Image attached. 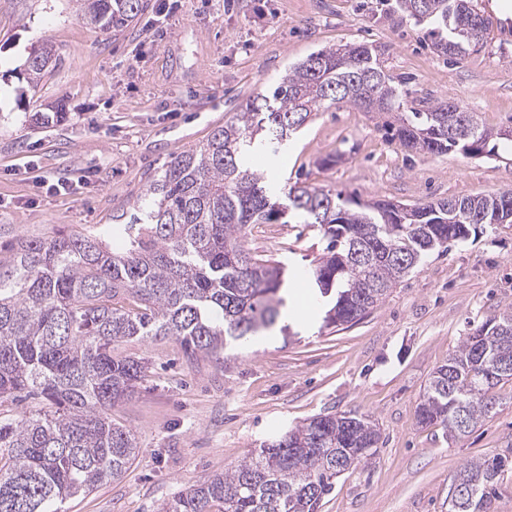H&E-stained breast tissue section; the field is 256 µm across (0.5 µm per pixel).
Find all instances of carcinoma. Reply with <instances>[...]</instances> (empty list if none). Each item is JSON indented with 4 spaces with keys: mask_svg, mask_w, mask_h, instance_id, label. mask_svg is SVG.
Instances as JSON below:
<instances>
[{
    "mask_svg": "<svg viewBox=\"0 0 512 512\" xmlns=\"http://www.w3.org/2000/svg\"><path fill=\"white\" fill-rule=\"evenodd\" d=\"M145 0H83V16L120 31ZM416 21L435 25L436 50L463 56L483 40L486 20L470 0H396ZM54 53L45 46L24 62L35 87ZM400 80L363 43L319 50L294 64L273 88L256 93L206 143L177 154L151 180L145 205L112 225L122 244L66 234L26 242L0 261V407L35 399L45 411L0 415V512H66L65 501L121 479L139 448L110 410L148 377L142 358L114 354L128 339L175 338L185 352L217 355L273 327L283 268L243 244L254 224H315L326 241L307 273L318 298L333 297L327 326L352 325L382 302L432 252L466 240L479 224H512V190L408 207L362 203L294 186L279 200L256 170L273 168L283 141L313 113L338 103L393 112ZM438 100L398 118L395 135L411 150L493 155L490 130L448 127ZM512 381V311L496 312L463 337L424 388L417 418L461 438L491 414L495 388ZM381 435L352 412L318 415L163 503L159 512H318L342 473L373 457ZM512 448L465 465L453 488L463 512H491Z\"/></svg>",
    "mask_w": 512,
    "mask_h": 512,
    "instance_id": "obj_1",
    "label": "carcinoma"
}]
</instances>
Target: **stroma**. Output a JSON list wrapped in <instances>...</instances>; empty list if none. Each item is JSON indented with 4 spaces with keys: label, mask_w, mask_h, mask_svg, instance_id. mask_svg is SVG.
Listing matches in <instances>:
<instances>
[{
    "label": "stroma",
    "mask_w": 512,
    "mask_h": 512,
    "mask_svg": "<svg viewBox=\"0 0 512 512\" xmlns=\"http://www.w3.org/2000/svg\"><path fill=\"white\" fill-rule=\"evenodd\" d=\"M471 0L487 22L458 59L439 55L434 26L395 0H156L120 31L81 16V0H0V259L60 233L106 237L149 176L204 142L256 92L323 48L364 43L405 78L408 100L455 99L485 127L512 128V19ZM55 60L38 88L21 77L31 49ZM492 158L404 148L379 115L339 104L317 113L269 172L279 189L308 185L363 201L415 204L512 189V140ZM68 194L54 191L57 180ZM253 255L279 261L288 294L308 299L301 273L323 242L306 224H258ZM512 310V224H485L430 254L362 320L323 328L324 305L280 318L266 343L187 355L174 339L116 345L148 360L151 376L112 417L139 453L121 480L68 499L67 512H157L201 478L238 464L321 414L371 416L383 444L346 471L319 512H448L452 480L512 442V381L472 433L449 438L417 409L432 372L471 324Z\"/></svg>",
    "instance_id": "1"
}]
</instances>
